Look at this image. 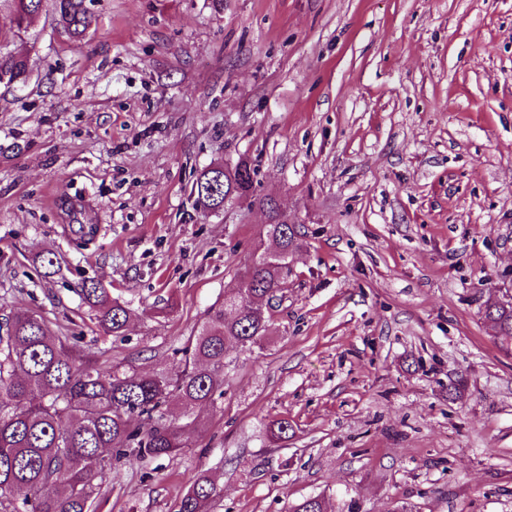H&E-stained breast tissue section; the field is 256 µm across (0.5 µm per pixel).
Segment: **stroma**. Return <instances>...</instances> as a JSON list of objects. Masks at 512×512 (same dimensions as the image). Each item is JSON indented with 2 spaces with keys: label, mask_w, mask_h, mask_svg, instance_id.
<instances>
[{
  "label": "stroma",
  "mask_w": 512,
  "mask_h": 512,
  "mask_svg": "<svg viewBox=\"0 0 512 512\" xmlns=\"http://www.w3.org/2000/svg\"><path fill=\"white\" fill-rule=\"evenodd\" d=\"M86 5L75 40L48 11L14 33L0 0L30 70L0 84V319L161 371L272 249L265 200L301 240L204 427L115 465L98 512H176L203 472L212 512H512V337L485 317L512 294V0ZM243 159L251 198L197 210L201 170ZM88 280L132 309L123 335ZM80 294L95 312L99 325L107 332H112V335L120 336L132 315L128 305L112 299L106 289L94 281L85 282L80 288Z\"/></svg>",
  "instance_id": "obj_1"
}]
</instances>
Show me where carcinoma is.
<instances>
[{"label":"carcinoma","mask_w":512,"mask_h":512,"mask_svg":"<svg viewBox=\"0 0 512 512\" xmlns=\"http://www.w3.org/2000/svg\"><path fill=\"white\" fill-rule=\"evenodd\" d=\"M11 27L27 28L31 16L51 6L55 21L73 37L90 23L85 0H13ZM27 62L0 56V83L24 85ZM255 168L247 161L224 171L200 172L191 194L205 212L250 197ZM267 235L274 249L252 259L236 291L213 307L188 340L174 350L169 369L142 373L116 363L104 368L77 349L76 338L53 336L34 312L5 319L0 335V512H96L102 484L112 465L128 457L153 461L175 457L183 435L204 426L198 409L224 395V341L243 346L267 335L261 301L288 280V254L299 231L272 201ZM100 326L122 334L132 310L94 281L80 288ZM485 316L503 336H512V306H487ZM177 403L178 417L168 408ZM219 492L215 480L198 476L181 498L178 512H207Z\"/></svg>","instance_id":"cac0c4a2"}]
</instances>
